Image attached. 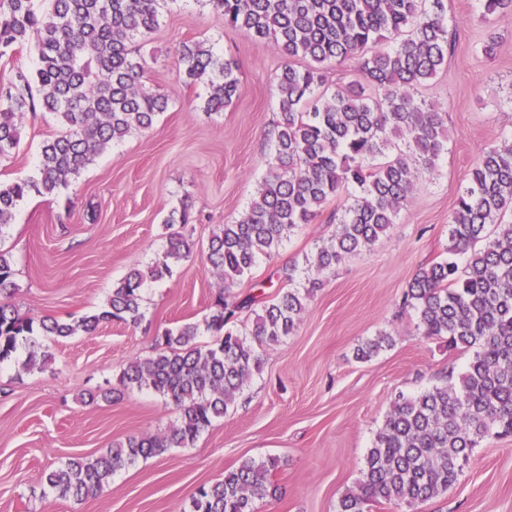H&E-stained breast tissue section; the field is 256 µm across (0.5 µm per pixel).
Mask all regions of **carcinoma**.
<instances>
[{
	"instance_id": "carcinoma-1",
	"label": "carcinoma",
	"mask_w": 512,
	"mask_h": 512,
	"mask_svg": "<svg viewBox=\"0 0 512 512\" xmlns=\"http://www.w3.org/2000/svg\"><path fill=\"white\" fill-rule=\"evenodd\" d=\"M224 25L270 44L282 64L277 75L278 121L274 170L240 218L210 238L207 261L220 284L206 327L217 335L198 341L199 326L184 324L156 337L154 351L131 359L117 382L88 393L89 401L117 402L130 388L173 403L175 423L150 436H129L95 458H70L45 476L49 493L77 500L104 492L112 475L141 458L190 448L224 417L259 369L257 347L290 335L321 286L319 276L346 256L369 250L390 230L412 192L418 166L430 167L447 144V113L425 105L414 90L448 62L445 0H208ZM165 0H0V58L32 45L34 69L0 78V158L21 138L18 116L39 107L61 132L46 140L34 178L0 181V235L17 202L30 192L57 194L108 147L152 128L171 104L168 91L146 85L139 42L160 27ZM489 22L512 15V0H479ZM176 79L206 82L207 112H222L239 96L237 65L203 41L176 49ZM306 64L301 65L299 61ZM354 64L352 78L330 93L325 73ZM407 151L386 156L391 138ZM351 202L336 216L339 228L271 299L238 293L259 257L271 256L303 224H312L333 199ZM512 142L484 148L458 195L448 224V257L419 270L402 305L414 310L421 335L444 339L448 350L473 351L416 396L398 395L375 433L361 478L337 501L336 512H375L384 504L409 510L448 492L473 449L512 436ZM194 243L172 231L151 265L129 270L107 304L70 321L23 316L8 301L15 287L12 256L0 250V364L25 353V370L41 371L52 353L41 336L92 334L112 321L144 318L148 281L172 275ZM463 261H458V257ZM251 328L235 327L240 316ZM380 332L356 352L368 360L392 346ZM278 461H243L222 480L200 486L189 512H256L279 493Z\"/></svg>"
}]
</instances>
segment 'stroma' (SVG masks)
I'll list each match as a JSON object with an SVG mask.
<instances>
[{
  "label": "stroma",
  "instance_id": "1",
  "mask_svg": "<svg viewBox=\"0 0 512 512\" xmlns=\"http://www.w3.org/2000/svg\"><path fill=\"white\" fill-rule=\"evenodd\" d=\"M446 6L454 40L447 65L416 96L446 110L448 151L433 171L419 172L388 234L323 276L294 332L260 347L261 366L234 408L193 447L117 471L101 496L45 498L44 475L61 462L177 419L172 404L147 390H128L114 403L83 395L116 381L130 359L151 355L165 329L203 323L218 285L208 241L240 218L273 162L279 55L225 26L200 0H169L143 48L148 86L173 91L168 111L150 130L109 147L58 195H26L0 249L14 260L10 301L19 312L69 320L103 305L129 269L151 262L166 244L172 211L188 208L185 231L196 248L172 277L146 285L141 324L112 322L51 345L53 360L41 372H23L14 361L0 366V512H189L199 486L244 460L269 457L279 461L281 495L260 512H336L394 397L462 372L469 353L422 336L402 296L420 268L446 258L448 221L481 150L512 139V17L488 25L477 0ZM490 27L499 43L489 58L481 44ZM187 39L208 41L237 61L240 96L224 112H205L206 83H177L175 48ZM18 123L20 144L0 161L4 181L35 176L44 141L61 130L42 111L23 113ZM342 205L330 202L278 253L260 258L243 290L272 296L287 287L284 269L334 235ZM381 332L392 347L357 359L358 347ZM415 512H512V437L474 449L459 482Z\"/></svg>",
  "mask_w": 512,
  "mask_h": 512
}]
</instances>
